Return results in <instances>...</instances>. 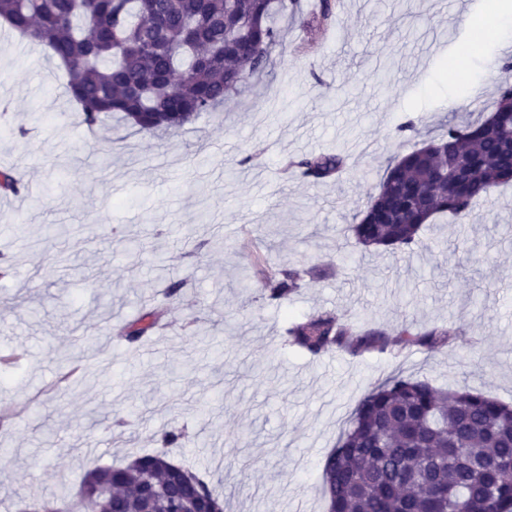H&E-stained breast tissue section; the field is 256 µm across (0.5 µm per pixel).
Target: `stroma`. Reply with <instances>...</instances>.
<instances>
[{
    "label": "stroma",
    "mask_w": 512,
    "mask_h": 512,
    "mask_svg": "<svg viewBox=\"0 0 512 512\" xmlns=\"http://www.w3.org/2000/svg\"><path fill=\"white\" fill-rule=\"evenodd\" d=\"M503 48L453 0H340L335 25L289 29L268 75L221 111L155 136L114 118L79 124L63 70L12 36L0 170L27 188L0 194V254L13 264L0 357L15 361L0 370V512L158 448L165 430L192 438L169 455L226 512H326L322 461L387 376L512 404V188L466 223L438 217L410 250L368 251L347 231L391 157L452 115L491 111L512 71L486 72L482 57ZM331 150L345 159L338 180L286 168ZM258 260L326 274L277 304L244 285ZM153 307L159 328L128 344L125 326ZM326 311L389 334L406 319L451 323L456 336L355 356L286 343L293 323ZM64 353L79 367L65 384Z\"/></svg>",
    "instance_id": "stroma-1"
}]
</instances>
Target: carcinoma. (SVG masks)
Masks as SVG:
<instances>
[{
    "label": "carcinoma",
    "mask_w": 512,
    "mask_h": 512,
    "mask_svg": "<svg viewBox=\"0 0 512 512\" xmlns=\"http://www.w3.org/2000/svg\"><path fill=\"white\" fill-rule=\"evenodd\" d=\"M0 0V18L57 59L66 90L93 129L118 116L147 133L172 132L214 112L270 65L282 43L279 21L307 28L336 20L322 0L305 15L300 0ZM290 166L313 183L337 179L342 155L304 157ZM512 86L499 88L489 115L452 124L388 165L359 222L349 226L366 249L420 243L441 213L469 218L492 190L512 182ZM315 268L270 269L243 280L270 301L285 302ZM155 309L130 322L124 338L141 341L157 325ZM451 330L421 332L404 323L390 339L345 316L323 312L288 328L286 342L313 356L448 345ZM161 448L119 466H95L64 495L26 504L28 512H197L200 499L224 512V499L170 446L189 440L165 431ZM328 512H512V405L465 388L435 389L427 380L387 379L359 402L322 464Z\"/></svg>",
    "instance_id": "1"
}]
</instances>
